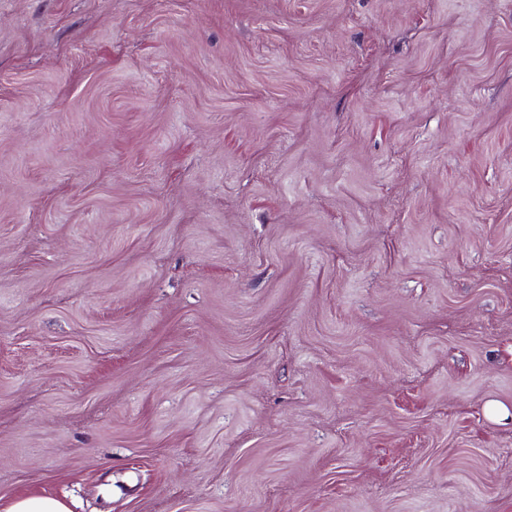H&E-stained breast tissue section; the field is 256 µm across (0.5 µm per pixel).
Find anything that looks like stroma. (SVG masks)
Wrapping results in <instances>:
<instances>
[{
  "label": "stroma",
  "mask_w": 512,
  "mask_h": 512,
  "mask_svg": "<svg viewBox=\"0 0 512 512\" xmlns=\"http://www.w3.org/2000/svg\"><path fill=\"white\" fill-rule=\"evenodd\" d=\"M512 512V0H0V512ZM7 512H69L57 499L49 497L24 498L14 502Z\"/></svg>",
  "instance_id": "stroma-1"
}]
</instances>
